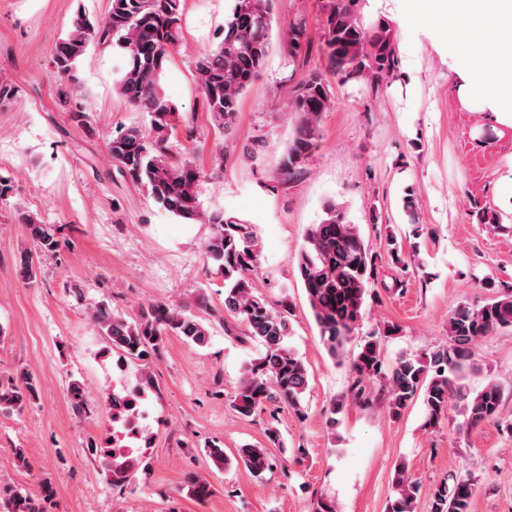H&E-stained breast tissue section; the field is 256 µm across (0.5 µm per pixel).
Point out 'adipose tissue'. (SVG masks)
Masks as SVG:
<instances>
[{
  "label": "adipose tissue",
  "mask_w": 512,
  "mask_h": 512,
  "mask_svg": "<svg viewBox=\"0 0 512 512\" xmlns=\"http://www.w3.org/2000/svg\"><path fill=\"white\" fill-rule=\"evenodd\" d=\"M402 32L447 31L458 52L451 67L467 98L512 126V0H402Z\"/></svg>",
  "instance_id": "1"
}]
</instances>
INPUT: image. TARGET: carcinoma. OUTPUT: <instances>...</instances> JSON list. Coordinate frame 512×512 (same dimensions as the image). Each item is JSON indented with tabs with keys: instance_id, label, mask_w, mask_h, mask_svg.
<instances>
[{
	"instance_id": "obj_1",
	"label": "carcinoma",
	"mask_w": 512,
	"mask_h": 512,
	"mask_svg": "<svg viewBox=\"0 0 512 512\" xmlns=\"http://www.w3.org/2000/svg\"><path fill=\"white\" fill-rule=\"evenodd\" d=\"M184 0H110L107 16L96 21L84 9L73 16L69 31L52 55L58 101L68 104L82 89L77 62L89 45L112 48L121 55L118 90L132 107L150 117L148 128L119 130L108 141V151L122 175L143 187L167 214L185 224L203 220L212 226L205 244L207 262L224 277V311L245 328V336L261 347L260 356L245 366L243 378L230 408L251 417L270 405H300L308 387V370L295 350L287 346L291 308L283 299L273 303L257 292L254 272L262 252L256 225L222 212L203 216L197 186L200 172L187 157H174L168 141L177 115L165 95L161 77L166 62L182 40ZM324 53L330 71L342 81L363 80L379 86L393 71L394 34L379 23L365 28L358 17L356 0H324ZM273 0H233L224 23V39L196 63L198 84L215 121L230 130L242 96L258 78L271 48ZM334 96L323 74L310 72L294 86L293 108L300 116L294 137L283 156L276 178L291 179L312 157L320 137L322 114L331 110ZM17 222L26 225L35 251L23 263L30 281L37 279L43 255L57 251L59 241L51 225L21 212ZM297 270L310 308L328 352L338 357L359 325L371 281L376 275V256L366 245L357 225L333 200L324 204L323 215L308 226L296 258ZM208 308L198 291L180 304L157 303L141 309L134 319L110 311L95 310L99 335L121 361L146 360L159 353L169 337L179 336L206 346L211 332L197 314ZM512 328V291L489 301L457 306L448 318V344L424 358L400 357L383 369L380 337L369 333L352 362L355 381L352 396L366 401L364 383L381 380L387 394V412L399 417L415 398L422 397L426 423L437 425L450 410L474 428L495 418L503 398L500 385L490 382L475 394L465 391L462 377L473 363L475 342L500 329ZM37 393L34 377L25 371L0 380V411H20ZM106 437L91 449L113 485L131 483L143 453L112 448ZM238 459L256 477L270 467L266 448L246 444ZM393 485L396 497L389 512H413L419 483L400 464ZM187 493L198 501L212 495L211 485L188 476ZM476 481L470 474L451 475L430 491L431 512H470ZM54 497L52 484L44 482L36 493L0 484V512H49Z\"/></svg>"
}]
</instances>
